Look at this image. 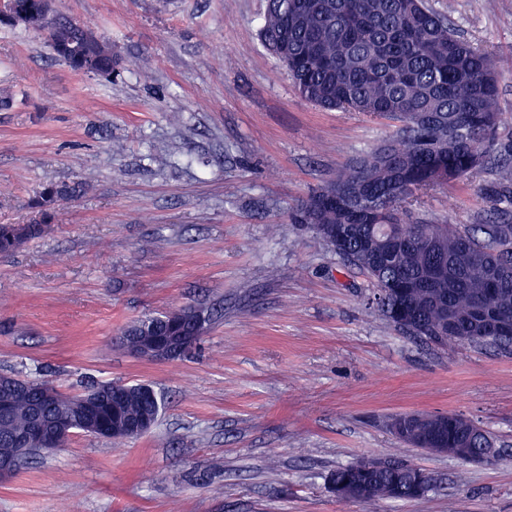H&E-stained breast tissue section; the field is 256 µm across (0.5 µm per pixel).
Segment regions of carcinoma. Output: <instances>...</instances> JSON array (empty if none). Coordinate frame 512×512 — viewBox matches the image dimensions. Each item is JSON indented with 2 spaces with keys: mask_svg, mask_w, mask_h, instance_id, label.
<instances>
[{
  "mask_svg": "<svg viewBox=\"0 0 512 512\" xmlns=\"http://www.w3.org/2000/svg\"><path fill=\"white\" fill-rule=\"evenodd\" d=\"M48 0H6L0 23L49 32L54 58L72 70L109 78L120 66L112 47L88 28L56 14ZM260 36L288 68L298 95L326 109L387 116L401 122L396 135L352 164L299 209L298 221L368 280L369 305L390 321L401 311L414 322L400 329L433 344L511 347L494 336L490 323L512 321V223L404 224L406 205L484 165L492 133L501 120L499 72L491 55L473 46L426 0H266ZM419 112L435 117L431 124ZM80 192L77 184L47 186L33 201L29 224H0V254L17 250L55 218L56 209ZM455 330L437 331L445 321ZM55 388L28 382L13 394L11 417L0 422V461L13 457L15 435L29 426L33 405ZM81 412L79 398L51 399L49 414ZM160 405L127 386L117 408L105 403L97 416L134 420L158 417ZM435 414L417 412L396 434L421 447ZM448 447L465 441L472 457L488 447V433L457 413L442 415ZM422 469L393 460L385 469L362 464L338 467L329 478L338 486L372 488L362 504L415 500L425 491L414 478Z\"/></svg>",
  "mask_w": 512,
  "mask_h": 512,
  "instance_id": "cac0c4a2",
  "label": "carcinoma"
}]
</instances>
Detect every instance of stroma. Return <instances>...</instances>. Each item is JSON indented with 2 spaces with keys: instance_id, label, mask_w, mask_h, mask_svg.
<instances>
[{
  "instance_id": "1",
  "label": "stroma",
  "mask_w": 512,
  "mask_h": 512,
  "mask_svg": "<svg viewBox=\"0 0 512 512\" xmlns=\"http://www.w3.org/2000/svg\"><path fill=\"white\" fill-rule=\"evenodd\" d=\"M499 69L493 155L512 151V0H428ZM120 59L112 79L0 25V224L53 182L86 181L40 236L0 254V373L80 395L121 382L162 401L135 439L82 433L0 478V512H512V350L435 346L368 309L365 277L295 224L300 203L395 121L300 98L260 38L265 0H53ZM512 213L493 164L407 206L409 224ZM212 310L184 357L118 344L133 322ZM486 430L483 463L406 446L403 412ZM401 460L410 502L337 500L328 478Z\"/></svg>"
}]
</instances>
